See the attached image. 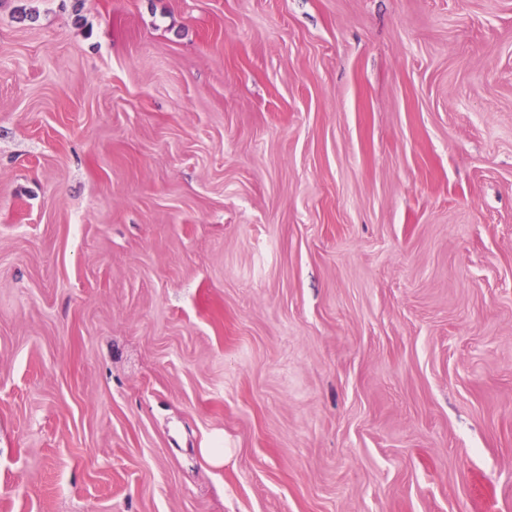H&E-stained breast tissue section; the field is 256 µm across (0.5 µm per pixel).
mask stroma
Listing matches in <instances>:
<instances>
[{
	"mask_svg": "<svg viewBox=\"0 0 512 512\" xmlns=\"http://www.w3.org/2000/svg\"><path fill=\"white\" fill-rule=\"evenodd\" d=\"M0 512H512V0H0Z\"/></svg>",
	"mask_w": 512,
	"mask_h": 512,
	"instance_id": "obj_1",
	"label": "stroma"
}]
</instances>
